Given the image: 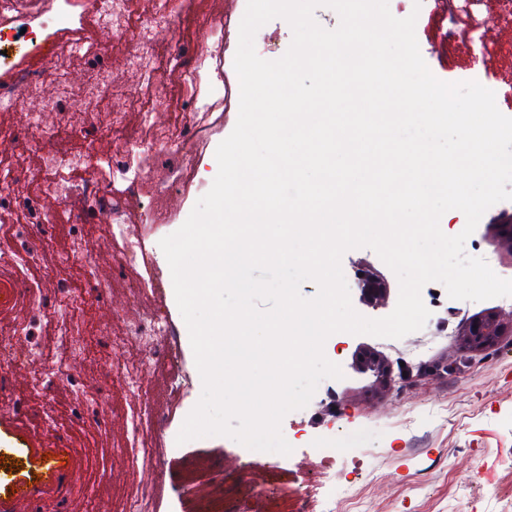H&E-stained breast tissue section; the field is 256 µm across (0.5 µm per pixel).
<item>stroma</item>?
<instances>
[{
	"mask_svg": "<svg viewBox=\"0 0 512 512\" xmlns=\"http://www.w3.org/2000/svg\"><path fill=\"white\" fill-rule=\"evenodd\" d=\"M397 18L416 15L415 27L421 55L440 80H475L494 91L499 110L512 117V10L503 0H470L462 9L457 0H388ZM244 0H224V111L200 135L197 160L214 156L217 146L234 129L239 111V80L234 69L239 24ZM75 23L63 33L72 52L70 72L74 83L88 76L83 65L87 51L112 48V65L126 64V41L110 27L84 18L80 0H73ZM152 90L115 92L111 103L101 104L94 125L76 134L64 133L60 145L77 163L102 182L112 180L110 160L117 148L144 135L148 121L178 124L182 115L151 105ZM125 115L121 130H113L112 111ZM31 121L28 107L0 112V150L9 163H0V176L14 180L18 201L38 198L40 156L15 140L17 129ZM93 162H86V154ZM211 187L195 178L166 199H158L154 182L144 184L137 196H125L123 207L139 224L152 253L153 266L123 270V245L108 233L111 199L97 205L91 222L80 223L81 211L73 200H41L50 219L47 232L33 236L46 275L35 278L46 291L44 308L63 324L55 290L69 284L72 265L69 243L94 239L82 262L81 285L89 289L104 284L84 320L92 356L72 362L80 385L52 383L46 394L31 395L28 417H18L10 399L0 397V477L41 489L48 512H126L137 495L151 496L155 512H221L224 503L212 489L218 471H225L231 497L239 512H291L297 495H316L318 512H512V336L480 352H466L463 332L469 322L495 314L512 318V301L494 298L466 301L449 298L438 282L427 283L421 296L431 315L425 326L400 339L371 335H333L324 345L326 357L338 364L343 377L332 388L314 393L309 404L288 413L284 432L293 448L276 468L242 470L237 466L241 446L225 436L194 439L175 448L182 424L198 402L202 389L172 393V369L167 362H145L139 344L126 334L138 316L162 309L173 335L185 338L186 325L178 310L172 277L159 246L177 231L197 200ZM39 199V198H38ZM163 205L165 223H151L146 205ZM512 222V201L489 208L465 242L467 255H480L494 272L512 279V250L492 236L494 224ZM11 237L0 235V369L15 392L30 388L50 372L59 353L57 341L14 335V327L27 315L13 299L11 286L22 279L21 268L11 262ZM357 312L369 318L389 315L395 308L399 284L393 271L371 249H351L341 260ZM368 269L390 290L386 305L364 302L354 289L358 270ZM130 280L139 289L127 288ZM372 347L391 364L395 387L382 398L370 390L371 374L359 372L355 358ZM50 350L29 363L28 351ZM111 367L123 385L99 395L107 424L85 420L83 427L59 432L68 418H80L84 385L94 383L102 367ZM166 428H158V418ZM351 444V451L336 462L333 477L320 464L330 441ZM166 449L161 470L146 466L145 456ZM62 458L67 482L58 485L35 464L38 455ZM355 486L357 501L343 499L342 486Z\"/></svg>",
	"mask_w": 512,
	"mask_h": 512,
	"instance_id": "35a3bbf8",
	"label": "stroma"
}]
</instances>
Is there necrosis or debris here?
<instances>
[{"label": "necrosis or debris", "mask_w": 512, "mask_h": 512, "mask_svg": "<svg viewBox=\"0 0 512 512\" xmlns=\"http://www.w3.org/2000/svg\"><path fill=\"white\" fill-rule=\"evenodd\" d=\"M190 0H170L169 6L153 12L141 25L134 47L127 52L124 72H116L107 53L100 52L91 60L89 70L95 80L77 99L80 106H73L67 73L69 56L56 43L55 37L64 31L70 20V0H19L17 13L11 19L16 29H29L28 39L33 54L39 55L38 67L15 69L14 78L0 85V112L13 111L19 103H27L37 123L36 146L46 175L41 191L48 196H62L66 192L59 174L74 159L66 149L58 147V134L66 126H90L101 103L111 101L117 85L138 86L143 80L152 81L157 105L179 101L187 114L186 120L176 128L151 125L146 137L132 149L123 150L112 160L114 183L120 184L124 194L138 193L150 172L166 169L170 176L169 188L187 183L195 165L193 155L184 153L183 147L194 136L197 126L206 121L224 105V80L221 63L224 55V16L214 13L200 32L196 41L185 40L175 44L169 58L184 75L176 91H168L161 71L162 62L154 33L166 30L178 33L182 17ZM52 82L56 95L43 97L40 87ZM60 309L66 317L59 340L65 351L57 363V377L70 375L69 353L86 350L79 316L90 301L89 294L63 287L58 291ZM131 333L143 351L153 359H164L178 368L172 379L175 390L187 392L193 386L192 375L179 369L180 347L167 329L161 311L154 310L141 316Z\"/></svg>", "instance_id": "4bbe7bcc"}]
</instances>
